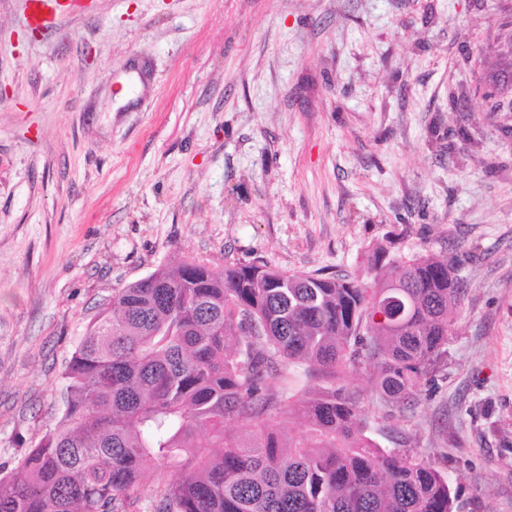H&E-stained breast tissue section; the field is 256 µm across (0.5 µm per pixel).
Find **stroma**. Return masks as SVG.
<instances>
[{
  "mask_svg": "<svg viewBox=\"0 0 512 512\" xmlns=\"http://www.w3.org/2000/svg\"><path fill=\"white\" fill-rule=\"evenodd\" d=\"M0 0V476L59 426L113 293L194 256L367 279L447 258L467 286L436 380L384 448L446 449L460 512H512V0ZM54 0H28L27 22L31 29H48L53 23Z\"/></svg>",
  "mask_w": 512,
  "mask_h": 512,
  "instance_id": "35a3bbf8",
  "label": "stroma"
}]
</instances>
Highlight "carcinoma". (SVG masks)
Listing matches in <instances>:
<instances>
[{"label": "carcinoma", "instance_id": "cac0c4a2", "mask_svg": "<svg viewBox=\"0 0 512 512\" xmlns=\"http://www.w3.org/2000/svg\"><path fill=\"white\" fill-rule=\"evenodd\" d=\"M367 263L370 283L186 258L119 290L71 358L62 425L0 477V512H122L150 469L153 512H454L447 453L379 447L341 381L367 364L380 405L409 397L441 371L465 289L430 253ZM397 285L402 334L384 305ZM300 372L321 385L299 398Z\"/></svg>", "mask_w": 512, "mask_h": 512}]
</instances>
